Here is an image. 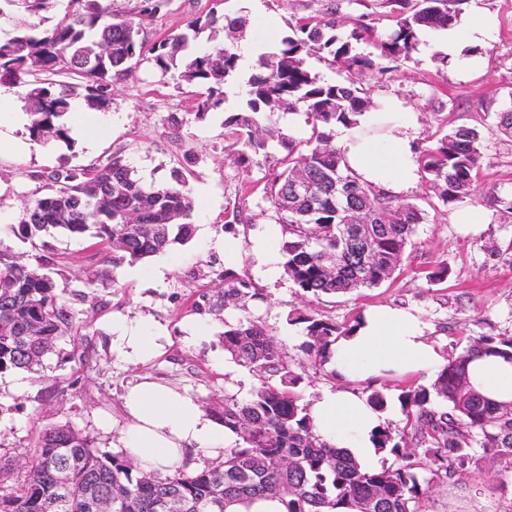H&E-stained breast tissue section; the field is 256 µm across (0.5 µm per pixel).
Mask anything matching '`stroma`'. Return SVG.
Instances as JSON below:
<instances>
[{"label":"stroma","instance_id":"1","mask_svg":"<svg viewBox=\"0 0 512 512\" xmlns=\"http://www.w3.org/2000/svg\"><path fill=\"white\" fill-rule=\"evenodd\" d=\"M141 4L142 0H112V13L118 19L139 21L141 37L149 45L184 32L191 20L212 9L231 17L250 16L251 26L239 37L259 48L278 44L301 20L336 17L346 35L354 20L366 16L373 29L355 47L358 53L376 56L377 42L395 27L389 0H169L158 14L146 18L140 15ZM480 5L493 17L494 31L480 47L484 66L479 72L443 66L438 58L440 37L427 33L410 58H378L380 73L354 78L361 94L374 102L394 96L405 101L403 119L415 124L421 148L435 146L451 127L487 122L512 90V0H480ZM230 87L222 109L201 114L177 72L163 75L142 65L115 86L108 106L94 109L102 126L95 154H88L82 143L69 148L33 138L26 130L20 137L31 142L30 151H0V243L16 255H38L18 241L11 228L25 205L45 194L47 173L90 160L102 164L116 153L148 184L168 181L173 169H181L194 226L187 243L172 245L147 261L117 267L92 239L48 237L63 259L62 284L72 293L71 304L85 326L61 340V354L48 356L40 372L0 378V459L12 466L10 482L23 477L40 433L56 425H69L92 437L98 448L122 454V396L141 377L184 389L207 409L221 406L228 395L241 401L250 398L259 378L225 354L222 334L228 321H261L290 367L301 375L298 391L306 401L337 382L315 368L303 351L301 329L288 324L289 313L298 307L313 308L339 323L352 321L373 306L415 309L431 323L430 340L447 357L488 332L512 334V265L490 259L486 251L494 243L512 240V214L489 205L492 195L512 191V140L498 135L486 141L475 194L466 204L467 210L486 216L481 234L464 233L454 222L455 210L439 206L422 181L402 200L425 209L427 220L417 226L399 269L381 286L317 299L301 296L286 278L262 286L264 300L212 314L209 300L223 287L226 269L245 279L256 277L249 259L229 265L221 244L224 238L247 235L252 225L273 223L267 193L283 155L274 142L271 159L259 157L246 167L237 163L236 148L224 135V118L237 108L243 84L237 80ZM440 264L448 265V280L427 282V271ZM92 275L98 282L86 287ZM121 317H142L148 325L161 326L169 343L143 364L118 358L107 338L113 321ZM195 320L204 323L201 337L185 341L186 328ZM102 414L113 416L115 429L100 426ZM429 507L430 512H512V487L476 476L456 478L432 490Z\"/></svg>","mask_w":512,"mask_h":512}]
</instances>
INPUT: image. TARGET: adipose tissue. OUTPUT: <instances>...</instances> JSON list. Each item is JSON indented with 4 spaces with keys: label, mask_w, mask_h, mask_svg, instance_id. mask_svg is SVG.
<instances>
[{
    "label": "adipose tissue",
    "mask_w": 512,
    "mask_h": 512,
    "mask_svg": "<svg viewBox=\"0 0 512 512\" xmlns=\"http://www.w3.org/2000/svg\"><path fill=\"white\" fill-rule=\"evenodd\" d=\"M492 30L491 23L460 19L448 31V57L459 69L480 68L482 59L464 54L462 48L488 40ZM404 108V100L394 97L385 103L383 111L361 116L360 127L384 124V132L374 137H362L360 127L335 128L336 138L356 176L394 195L414 189L421 178L416 134L399 119ZM281 239L280 225L260 224L247 240L224 241V256L231 262L250 257L261 279L274 284L284 276L275 250ZM428 332V324L415 312L388 306L366 310L358 325L330 348L326 368L335 372L340 387L323 391L312 400L309 413L316 434L346 449L361 464L378 465L381 454L373 434L385 425V414L355 392L354 387L390 375L439 371L445 360L429 341ZM164 338L160 328L145 330L119 322L112 328L111 345L127 361L144 362L160 352ZM468 371L470 382L479 393L498 403L512 402L511 362L481 356L470 363ZM123 410L129 420L121 432L123 446L145 471L154 474H174L200 456H223L231 436L189 393L147 378L128 388Z\"/></svg>",
    "instance_id": "adipose-tissue-1"
}]
</instances>
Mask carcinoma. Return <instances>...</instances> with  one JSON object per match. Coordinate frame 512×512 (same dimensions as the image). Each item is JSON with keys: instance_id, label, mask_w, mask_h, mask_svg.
Wrapping results in <instances>:
<instances>
[{"instance_id": "obj_1", "label": "carcinoma", "mask_w": 512, "mask_h": 512, "mask_svg": "<svg viewBox=\"0 0 512 512\" xmlns=\"http://www.w3.org/2000/svg\"><path fill=\"white\" fill-rule=\"evenodd\" d=\"M17 12L0 27V82L27 88L32 135L71 146L61 118L72 99L84 90L86 102L103 107L112 100L114 84L133 68L147 63L165 75L173 70L197 88L198 111L220 109L226 84L240 66L237 46L213 51L190 50V43L208 30L242 31L245 20L209 11L188 25L146 47L140 24L112 22L109 0H76L81 9L57 22L42 36L32 34L19 14L36 15L50 0H3ZM397 12L396 28L379 44L383 56H406L420 45V34L443 33L458 16L453 0H390ZM334 17L299 22L275 49L262 50L245 81V97L224 119L236 137L237 161L270 157L264 123L283 108L303 111L311 124L307 150L291 138L280 146V160L268 195L276 223L288 238L282 253L285 273L304 295L340 296L377 288L400 266L416 227L426 221L425 210L380 193L349 169L343 151L332 145L333 128L358 125V117L376 108L344 83H326L312 75L304 55L317 49L347 71L374 69L375 61L356 52L368 24L358 21L350 37L336 33ZM509 108L495 113V127L512 135V91ZM485 127L460 125L442 135L436 147L422 151L421 172L448 208L471 199L483 162ZM308 181L309 193L298 202L290 198L296 174ZM48 193L30 203L13 235L24 244L52 229L74 237L86 235L112 254V264L143 261L174 243L189 240L185 222L191 201L178 172L171 180L145 187L116 155L105 164L56 169L47 174ZM355 205L370 223L358 227L369 247L368 258L356 249L344 210ZM54 254L39 256V267L0 255V376L32 371L56 351L61 338L78 330L80 320L55 275ZM262 298L251 282L224 271V288L214 295L212 310L228 305L246 307ZM302 328L304 351L314 365L324 367L326 353L340 336L358 324H338L311 310L289 314ZM224 351L261 377L252 397L240 401L224 396L222 409L211 412L237 438L224 456L192 472L164 478L142 471L123 455L95 446L93 439L68 425L47 429L38 451L27 465L23 483L0 486V512H100V502L112 501V512H225L230 503L276 499L283 512H428L430 489L469 471L482 475L486 464L512 474V403L497 404L470 384L467 364L475 352L512 361V335H483L448 359L429 387L418 386L397 397L404 428L382 427L377 448L392 463L366 467L343 449L318 438L295 391L301 376L294 372L278 343L259 321L224 322ZM67 484H59V474Z\"/></svg>"}]
</instances>
